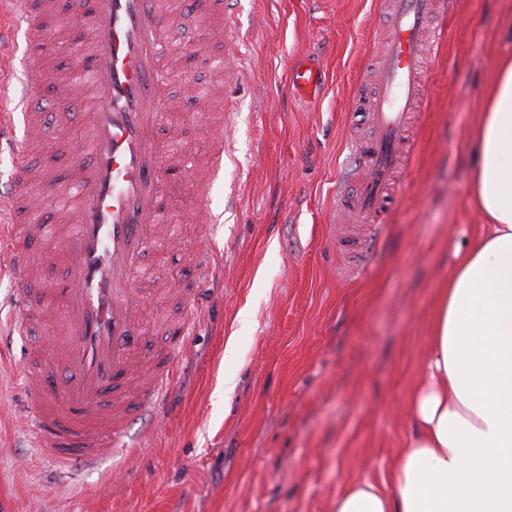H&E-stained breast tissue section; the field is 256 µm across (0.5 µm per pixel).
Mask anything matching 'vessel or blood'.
I'll use <instances>...</instances> for the list:
<instances>
[{
    "label": "vessel or blood",
    "instance_id": "vessel-or-blood-1",
    "mask_svg": "<svg viewBox=\"0 0 512 512\" xmlns=\"http://www.w3.org/2000/svg\"><path fill=\"white\" fill-rule=\"evenodd\" d=\"M190 6V0H68L70 17L90 29L78 86L91 89L93 104L76 150L73 226L62 240L64 284L44 291L60 306L61 379L50 391L28 388L26 410L36 445L64 468L99 460L132 419L158 412L174 375L171 356L141 355L147 295L136 282L141 257L167 219L160 201L175 171L173 147L158 135L170 115L160 49L176 13ZM386 8V50L365 74L369 96L356 103L373 132L353 142L355 172L336 191L337 210L351 224L340 246L356 261L374 252L390 217L392 182L408 159L407 133L423 100L421 71L431 50L425 33L436 0H386ZM0 14L14 32L30 36L39 28L36 0H0ZM220 36L225 56L235 55L240 36L232 9L225 8ZM12 68V59L0 61V144L11 147L20 124ZM288 74L302 95L315 94L322 82L312 65L289 66ZM20 83L34 97L43 93L47 74L31 62ZM26 183L25 168H17L10 191L0 193V252L8 255L18 287L7 326L20 335L33 318L17 229L21 207L36 204ZM192 262L198 274L184 290L189 308L198 305L201 285L212 274V249H199Z\"/></svg>",
    "mask_w": 512,
    "mask_h": 512
}]
</instances>
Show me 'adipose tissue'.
Wrapping results in <instances>:
<instances>
[{
  "label": "adipose tissue",
  "mask_w": 512,
  "mask_h": 512,
  "mask_svg": "<svg viewBox=\"0 0 512 512\" xmlns=\"http://www.w3.org/2000/svg\"><path fill=\"white\" fill-rule=\"evenodd\" d=\"M502 46L471 141L485 223L439 290L404 448L329 512H512V14Z\"/></svg>",
  "instance_id": "1"
}]
</instances>
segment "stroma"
Instances as JSON below:
<instances>
[{"label": "stroma", "instance_id": "obj_1", "mask_svg": "<svg viewBox=\"0 0 512 512\" xmlns=\"http://www.w3.org/2000/svg\"><path fill=\"white\" fill-rule=\"evenodd\" d=\"M246 28L240 76L224 83V48L208 43L219 14L179 13L169 60L172 118L161 134L184 160L168 194L178 247H150L141 286L150 288L149 348L165 349L175 372L160 415L131 423L135 450L57 469L19 419L32 351L57 357L51 318L27 335H0V512H325L341 484L372 477L401 451L409 396L427 355L426 324L458 252L482 217L471 206V137L500 55L499 20L512 0H454L431 23L442 37L427 73L402 186L394 192L378 257L360 271L338 243L336 184L351 142L369 136L353 97L383 44L389 18L378 0H236ZM51 81L78 70L64 32L17 39ZM321 60L326 84L314 99L294 94L284 61ZM236 103L232 156L209 199L221 218L217 266L199 307L173 290L194 275L196 243L185 220L200 203L196 182ZM70 96L66 117L51 97L32 100L41 124L24 158L56 184L55 201L28 221L48 224L70 198L71 156L82 138ZM248 324H241V313ZM186 318L193 334L169 344L164 324ZM237 355L224 356L227 341ZM235 376L232 393L225 375Z\"/></svg>", "mask_w": 512, "mask_h": 512}]
</instances>
